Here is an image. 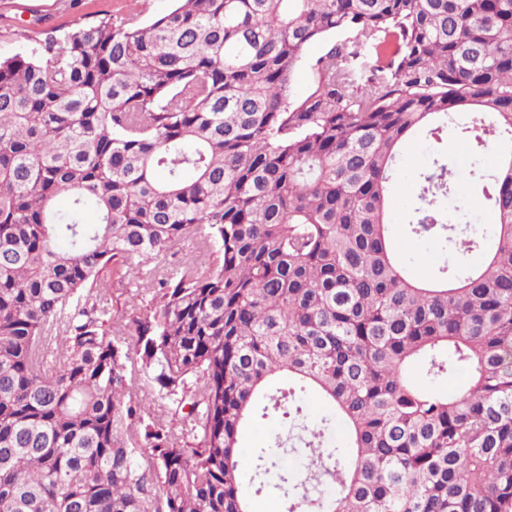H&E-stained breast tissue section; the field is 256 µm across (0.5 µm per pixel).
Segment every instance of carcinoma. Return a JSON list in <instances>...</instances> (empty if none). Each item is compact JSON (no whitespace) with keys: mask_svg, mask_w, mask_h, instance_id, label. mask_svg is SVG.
<instances>
[{"mask_svg":"<svg viewBox=\"0 0 512 512\" xmlns=\"http://www.w3.org/2000/svg\"><path fill=\"white\" fill-rule=\"evenodd\" d=\"M175 2L0 57V512H249L239 439L281 374L329 413L255 450L254 494L274 471L286 512H512V0ZM450 129L478 157L495 137L497 175L469 170L488 237L459 221ZM416 132L404 232L448 255L431 281L387 221ZM114 275L158 281L149 308L113 309ZM346 37H348V33L339 31L307 47L303 59L293 76L292 95L294 100L301 101L305 99L315 87L318 80L315 63L318 57L325 53L333 44L342 42Z\"/></svg>","mask_w":512,"mask_h":512,"instance_id":"cac0c4a2","label":"carcinoma"}]
</instances>
